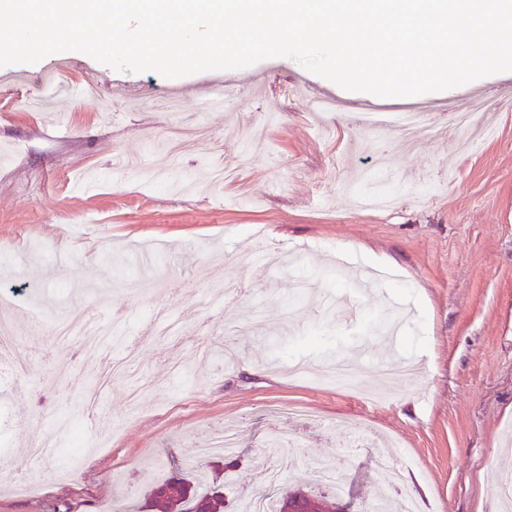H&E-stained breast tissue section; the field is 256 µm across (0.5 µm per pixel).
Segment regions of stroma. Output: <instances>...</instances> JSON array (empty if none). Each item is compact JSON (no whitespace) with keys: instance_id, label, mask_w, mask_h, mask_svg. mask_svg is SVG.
I'll return each instance as SVG.
<instances>
[{"instance_id":"obj_1","label":"stroma","mask_w":512,"mask_h":512,"mask_svg":"<svg viewBox=\"0 0 512 512\" xmlns=\"http://www.w3.org/2000/svg\"><path fill=\"white\" fill-rule=\"evenodd\" d=\"M62 82L92 71L102 95L60 99L31 112L26 100L59 59ZM32 65L0 67V293L13 298L20 374L0 363V434L15 469L41 477L43 491L0 492V512H122L126 486L140 504L154 482L220 472L224 512L258 492L284 494L297 475L325 460L342 464L317 490L338 493L349 512L374 498L384 466H403L418 512H501L499 474L511 458L512 430V74L466 86L484 98L475 126L493 138L473 145L449 119L443 94L419 102L439 126L415 131L413 151L391 134L356 122L358 93L289 57L241 70L168 79L116 71L81 52ZM240 95L224 111L202 105L216 84ZM309 91L338 109L310 116ZM172 95L165 112L154 98ZM266 122L255 142L224 128ZM67 260H42L17 276L32 246ZM236 284L248 297L232 309L202 305L207 287ZM72 303L112 328L98 354L124 357L130 376L102 385L80 360L84 332L59 341L48 332ZM250 326L274 320L265 336H228L225 318ZM358 358V377L388 399L336 390L323 381L337 357ZM307 363L293 376L291 360ZM413 361L416 374L394 382L386 363ZM153 390L132 407V376ZM306 407L314 421L276 415ZM75 419L90 442L111 445L74 455L68 431L36 464L32 435ZM360 421L359 447L333 426ZM237 432L222 458L202 448L213 427ZM295 455L275 484L265 470L276 440Z\"/></svg>"}]
</instances>
